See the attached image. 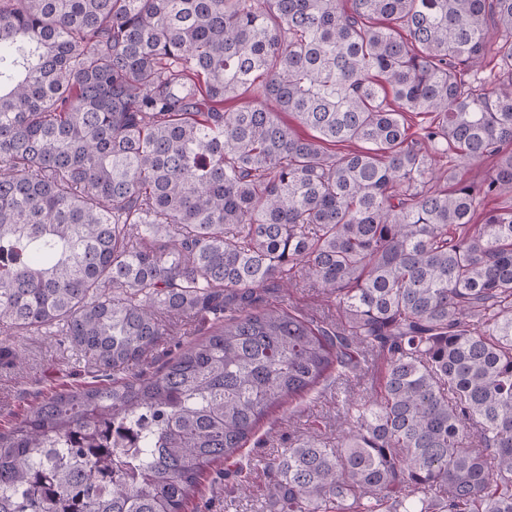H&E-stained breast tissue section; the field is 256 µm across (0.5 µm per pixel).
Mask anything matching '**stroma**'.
Masks as SVG:
<instances>
[{"mask_svg": "<svg viewBox=\"0 0 512 512\" xmlns=\"http://www.w3.org/2000/svg\"><path fill=\"white\" fill-rule=\"evenodd\" d=\"M260 304L270 308L290 306L317 323L335 328L340 325L335 304L305 284L286 292L266 289L260 294ZM1 347L18 355L14 361L0 358L2 429L20 420L43 395L78 387L95 376L83 352L55 335H0ZM377 378V360L369 353L355 371L341 377L329 374L317 390L272 411L234 459L214 463L204 472L200 491L188 502L185 512H262L268 463L292 441L312 431L320 434L327 447H335L340 436L338 422L347 404L371 394ZM241 467L251 471V491L246 495L238 492L234 476Z\"/></svg>", "mask_w": 512, "mask_h": 512, "instance_id": "stroma-1", "label": "stroma"}]
</instances>
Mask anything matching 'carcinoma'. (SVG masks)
I'll return each instance as SVG.
<instances>
[{
    "instance_id": "1",
    "label": "carcinoma",
    "mask_w": 512,
    "mask_h": 512,
    "mask_svg": "<svg viewBox=\"0 0 512 512\" xmlns=\"http://www.w3.org/2000/svg\"><path fill=\"white\" fill-rule=\"evenodd\" d=\"M505 197L512 0H0V335L103 376L0 430V512H184L367 347L379 390L273 459L267 512H512ZM299 278L342 332L256 306ZM210 327V323L205 321L202 317L198 316L193 321H190L188 325L182 326L179 324L177 328L174 330L175 333H178L177 336H169L172 338L171 342L160 346L158 349L152 352L146 359V361L137 367L135 370L144 369L147 371L156 370L165 360L171 356V354L175 353L177 349L174 347V342L177 340H181L182 342L194 340L196 338H201L206 334ZM193 332L192 336H180L184 330Z\"/></svg>"
}]
</instances>
